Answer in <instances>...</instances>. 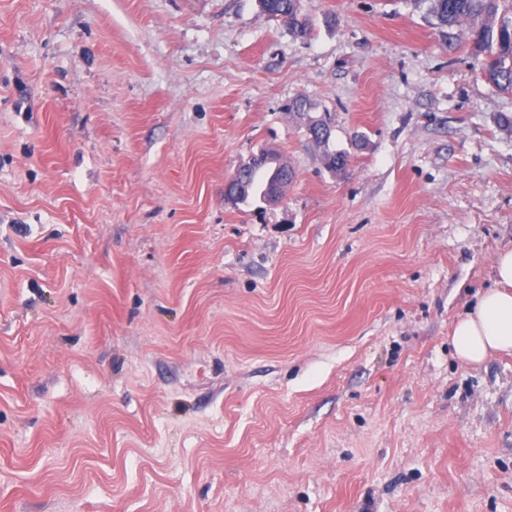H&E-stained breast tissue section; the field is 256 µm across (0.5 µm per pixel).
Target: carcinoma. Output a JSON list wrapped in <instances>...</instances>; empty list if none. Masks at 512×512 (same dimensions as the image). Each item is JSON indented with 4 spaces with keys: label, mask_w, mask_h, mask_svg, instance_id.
Returning a JSON list of instances; mask_svg holds the SVG:
<instances>
[{
    "label": "carcinoma",
    "mask_w": 512,
    "mask_h": 512,
    "mask_svg": "<svg viewBox=\"0 0 512 512\" xmlns=\"http://www.w3.org/2000/svg\"><path fill=\"white\" fill-rule=\"evenodd\" d=\"M428 12L446 29L448 44L458 39L453 29L469 23V39L475 52L482 56L480 70L497 88L512 94V0H422ZM262 9L275 18L292 35L304 38L310 31L308 15L302 13L301 0H259ZM312 103L298 97L289 105L290 113L303 122L307 135L323 148L326 165L339 175L347 174L348 155L329 149L332 116L328 112L311 115ZM293 172L273 155L272 164L253 163L243 168L238 179L224 185V199L245 202L251 196L264 197L268 184L282 191Z\"/></svg>",
    "instance_id": "1"
}]
</instances>
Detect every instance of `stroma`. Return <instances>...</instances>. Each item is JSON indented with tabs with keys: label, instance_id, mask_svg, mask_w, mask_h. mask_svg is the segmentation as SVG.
<instances>
[{
	"label": "stroma",
	"instance_id": "1",
	"mask_svg": "<svg viewBox=\"0 0 512 512\" xmlns=\"http://www.w3.org/2000/svg\"><path fill=\"white\" fill-rule=\"evenodd\" d=\"M302 8L0 0V512H512V357L451 345L512 94L417 0ZM262 9L275 18L295 37H306L310 31L308 15L302 13L301 0H259ZM312 109V103L304 97L295 98L289 105V113L296 115L303 122L307 135L314 143L323 148V156L327 167L344 176L347 174L348 155L342 151H331L329 149L332 116L329 112L312 116ZM271 152L274 154V160L270 164L260 161L243 167L236 181L229 180L224 185L225 200L234 203L246 202L250 196L255 195H259L263 199L269 180L276 187V190H284L288 182L292 180L293 172L287 165L280 163L276 151ZM270 165H274V167L272 168ZM274 168L275 172H273Z\"/></svg>",
	"mask_w": 512,
	"mask_h": 512
}]
</instances>
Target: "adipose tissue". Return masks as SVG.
Returning a JSON list of instances; mask_svg holds the SVG:
<instances>
[{"instance_id": "adipose-tissue-1", "label": "adipose tissue", "mask_w": 512, "mask_h": 512, "mask_svg": "<svg viewBox=\"0 0 512 512\" xmlns=\"http://www.w3.org/2000/svg\"><path fill=\"white\" fill-rule=\"evenodd\" d=\"M494 282L455 321L452 344L458 359L479 364L494 354L512 355V247L492 260Z\"/></svg>"}]
</instances>
